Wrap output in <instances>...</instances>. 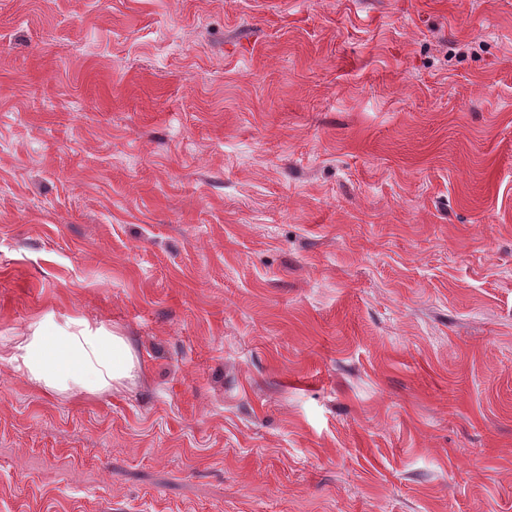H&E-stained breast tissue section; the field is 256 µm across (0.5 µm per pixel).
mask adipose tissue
Returning <instances> with one entry per match:
<instances>
[{
  "instance_id": "obj_1",
  "label": "adipose tissue",
  "mask_w": 512,
  "mask_h": 512,
  "mask_svg": "<svg viewBox=\"0 0 512 512\" xmlns=\"http://www.w3.org/2000/svg\"><path fill=\"white\" fill-rule=\"evenodd\" d=\"M0 360L35 387L67 397L111 392L133 381L137 370L126 337L81 315L61 324L49 314L36 318L0 351Z\"/></svg>"
}]
</instances>
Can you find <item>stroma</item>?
I'll return each mask as SVG.
<instances>
[{
    "instance_id": "obj_1",
    "label": "stroma",
    "mask_w": 512,
    "mask_h": 512,
    "mask_svg": "<svg viewBox=\"0 0 512 512\" xmlns=\"http://www.w3.org/2000/svg\"><path fill=\"white\" fill-rule=\"evenodd\" d=\"M0 512H512V0H0ZM3 351L0 360L32 385L67 397L112 392L134 380L138 364L126 336L82 315L63 324L50 314L36 318Z\"/></svg>"
}]
</instances>
